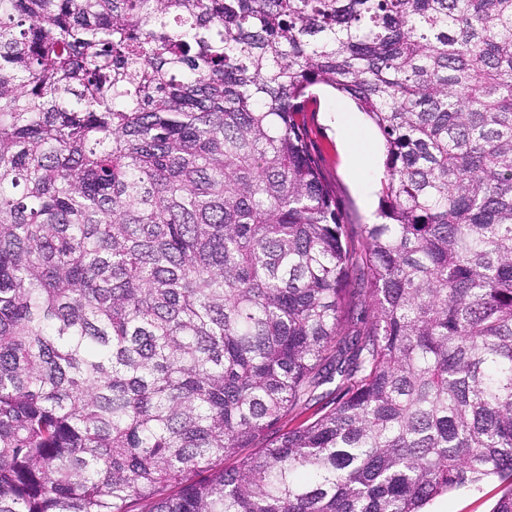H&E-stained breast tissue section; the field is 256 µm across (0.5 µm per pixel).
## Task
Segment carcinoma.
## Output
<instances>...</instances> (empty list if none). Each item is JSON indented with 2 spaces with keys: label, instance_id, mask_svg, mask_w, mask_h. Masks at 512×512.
<instances>
[{
  "label": "carcinoma",
  "instance_id": "obj_1",
  "mask_svg": "<svg viewBox=\"0 0 512 512\" xmlns=\"http://www.w3.org/2000/svg\"><path fill=\"white\" fill-rule=\"evenodd\" d=\"M319 86L383 138L375 224ZM489 478L512 512V0H0V512ZM319 112H307L306 125L314 149L322 152L325 163L323 171L326 179L336 191L337 200L349 224H373L377 222L379 206V182L369 188L370 204L359 186L357 175L351 164L350 154L358 150L367 140L375 144L371 164L383 173L384 146L378 130L355 104L341 97L329 87L321 86L314 90ZM336 107L351 117L355 133L343 136L336 126Z\"/></svg>",
  "mask_w": 512,
  "mask_h": 512
}]
</instances>
